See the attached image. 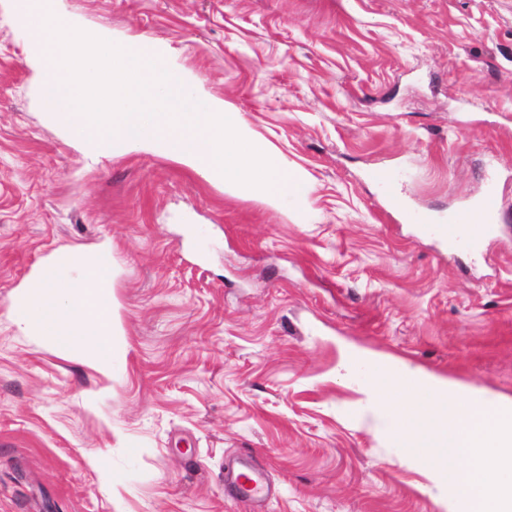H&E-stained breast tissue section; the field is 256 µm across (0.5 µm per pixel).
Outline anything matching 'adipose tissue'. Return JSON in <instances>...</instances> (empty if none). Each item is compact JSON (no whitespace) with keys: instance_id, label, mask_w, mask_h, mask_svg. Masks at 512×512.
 Segmentation results:
<instances>
[{"instance_id":"ef3b65f1","label":"adipose tissue","mask_w":512,"mask_h":512,"mask_svg":"<svg viewBox=\"0 0 512 512\" xmlns=\"http://www.w3.org/2000/svg\"><path fill=\"white\" fill-rule=\"evenodd\" d=\"M115 275L111 244L90 257L75 249L54 252L19 285L13 322L22 335L44 337L111 376L124 352L117 340Z\"/></svg>"}]
</instances>
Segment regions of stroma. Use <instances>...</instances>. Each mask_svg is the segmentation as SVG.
I'll list each match as a JSON object with an SVG mask.
<instances>
[{
	"instance_id": "stroma-1",
	"label": "stroma",
	"mask_w": 512,
	"mask_h": 512,
	"mask_svg": "<svg viewBox=\"0 0 512 512\" xmlns=\"http://www.w3.org/2000/svg\"><path fill=\"white\" fill-rule=\"evenodd\" d=\"M156 47L308 175L272 207L49 118L0 0V512H451L371 390L370 357L512 399V0H49ZM389 171L393 182L372 175ZM481 254L439 223L487 192ZM111 244L112 377L13 324L53 252ZM497 214V199L490 194L482 200L478 207L477 217L482 224L480 234L467 239V244L472 250L478 251L482 246L483 239L496 233L498 228ZM225 479L235 492L242 498L254 499L263 491V475L251 463H237L227 467Z\"/></svg>"
}]
</instances>
